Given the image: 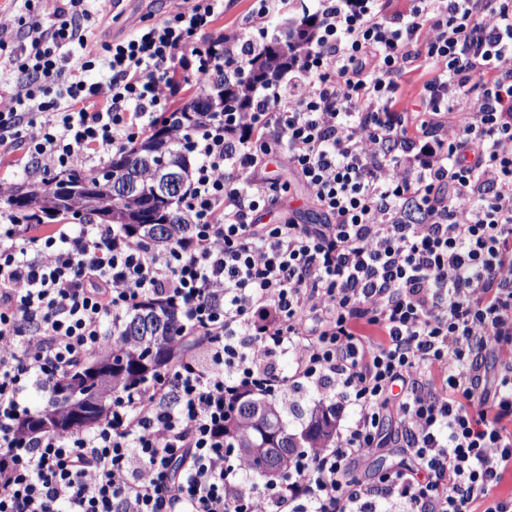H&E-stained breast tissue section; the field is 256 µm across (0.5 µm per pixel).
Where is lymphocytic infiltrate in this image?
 Returning a JSON list of instances; mask_svg holds the SVG:
<instances>
[{"label": "lymphocytic infiltrate", "mask_w": 512, "mask_h": 512, "mask_svg": "<svg viewBox=\"0 0 512 512\" xmlns=\"http://www.w3.org/2000/svg\"><path fill=\"white\" fill-rule=\"evenodd\" d=\"M81 2L48 26L31 13L25 43L0 56L14 74L0 145L20 143L35 176L145 133L184 52L199 84L219 55L246 67L250 29L278 8L255 0L239 32L195 48L224 0H186L91 47ZM319 2L286 79L193 134V225L169 249L112 224L36 232L0 183V512H512V0ZM99 64L108 82L87 83ZM417 69L410 112L401 82ZM94 97L104 108L84 109ZM273 157L325 223L279 213ZM146 302L181 312L200 349L113 399L95 429L21 432L31 389L110 350ZM296 384L335 388L355 418L259 485L224 437L229 408ZM386 411L413 463L355 479Z\"/></svg>", "instance_id": "obj_1"}]
</instances>
